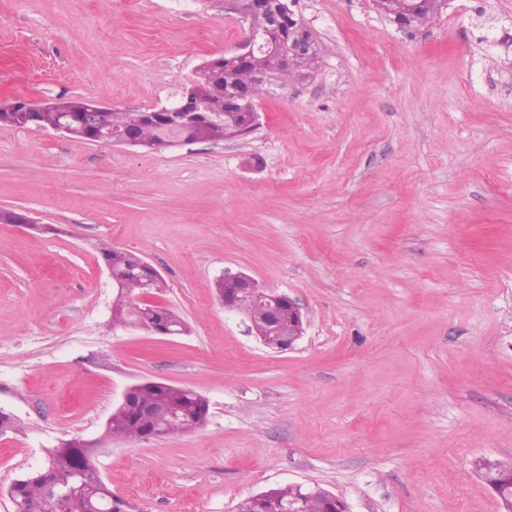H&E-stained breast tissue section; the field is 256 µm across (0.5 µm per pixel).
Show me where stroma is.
<instances>
[{"label": "stroma", "mask_w": 512, "mask_h": 512, "mask_svg": "<svg viewBox=\"0 0 512 512\" xmlns=\"http://www.w3.org/2000/svg\"><path fill=\"white\" fill-rule=\"evenodd\" d=\"M319 72L257 102L259 127L148 151L0 127L3 488L79 437L126 512H235L321 486L350 512H500L512 464V0H448L401 30L373 0H288ZM243 27L225 0H0V101L174 102ZM140 251L189 326L112 324L96 245ZM243 272L299 306L275 352L212 288ZM145 380L209 402L201 429L99 444ZM482 477L488 481L502 501L505 511L512 512V465H504L496 460L485 459L480 465ZM511 495V502L504 494Z\"/></svg>", "instance_id": "35a3bbf8"}]
</instances>
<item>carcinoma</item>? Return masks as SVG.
Listing matches in <instances>:
<instances>
[{
  "label": "carcinoma",
  "instance_id": "obj_1",
  "mask_svg": "<svg viewBox=\"0 0 512 512\" xmlns=\"http://www.w3.org/2000/svg\"><path fill=\"white\" fill-rule=\"evenodd\" d=\"M379 8L390 20L401 21L404 28L416 30L436 16L441 0H377ZM252 25L259 31L272 36L275 43L290 48L300 40L298 20L288 14V0H268L262 10L254 13ZM322 53L318 42L301 57L298 66L286 71L281 69L279 57L262 49L255 52L246 66L224 64L216 75L197 74V108L203 113H219L224 123L217 126L204 118L180 131L187 142L221 141L224 131H236L247 121L245 110H227L224 98L233 96L245 86L256 70L266 71L277 76L283 85L302 82L313 77L319 70ZM81 98L65 100L71 110L70 120L75 125L77 139L109 143L105 131L127 132L142 142L150 150L167 148L171 134L170 126L163 117L138 124L132 112L106 110L98 114L99 129L88 131L77 125L75 109L82 104ZM65 112L48 111L37 114L36 124L40 129H54L64 122ZM102 260L118 288V298L113 309L112 326L148 327L156 325L167 328L174 335H185L188 326L183 318L173 310L142 300L145 295H161L168 288L161 273L149 264L144 256L135 250L117 248L109 243L99 247ZM238 307L246 312L261 334V339L269 345H277L288 338L290 318L288 311L272 314L264 300L245 297ZM152 406L150 426L167 434H178L188 429H199L207 421L208 400L201 394L170 383L158 384L145 380L131 387L128 404H119L112 412L105 429V436L112 433L122 439H139L141 434L137 406ZM482 477L488 481L503 503L505 512H512V501L505 494L512 495V465H504L496 460L486 459L480 465ZM59 478L70 480L72 493L64 503L65 512H114L112 491L104 482L93 463L92 456L77 448L56 445L46 449L42 467L16 480L10 489L14 512H57L56 501L49 494V484ZM294 502L300 512H341L342 504L337 496L319 487L307 491L293 485L269 488L239 503L238 512H283Z\"/></svg>",
  "mask_w": 512,
  "mask_h": 512
}]
</instances>
